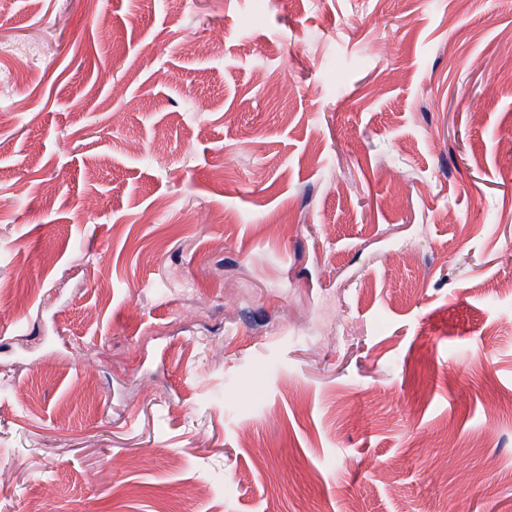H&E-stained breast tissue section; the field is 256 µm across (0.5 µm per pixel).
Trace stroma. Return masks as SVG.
<instances>
[{"mask_svg": "<svg viewBox=\"0 0 512 512\" xmlns=\"http://www.w3.org/2000/svg\"><path fill=\"white\" fill-rule=\"evenodd\" d=\"M2 72L0 512H512V0H0Z\"/></svg>", "mask_w": 512, "mask_h": 512, "instance_id": "1", "label": "stroma"}]
</instances>
